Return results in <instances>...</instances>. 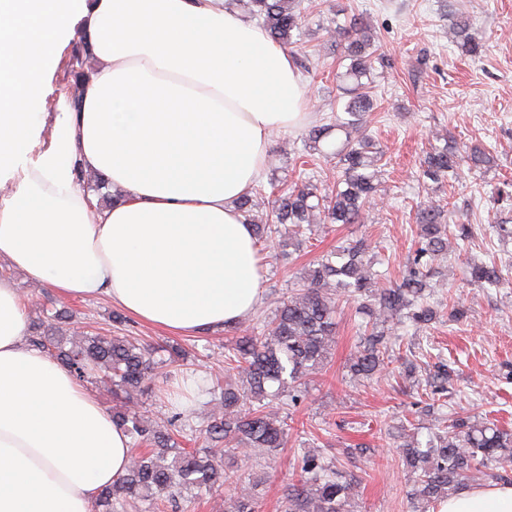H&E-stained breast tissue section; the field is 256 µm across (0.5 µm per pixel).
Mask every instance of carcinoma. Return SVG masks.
<instances>
[{
	"instance_id": "carcinoma-1",
	"label": "carcinoma",
	"mask_w": 512,
	"mask_h": 512,
	"mask_svg": "<svg viewBox=\"0 0 512 512\" xmlns=\"http://www.w3.org/2000/svg\"><path fill=\"white\" fill-rule=\"evenodd\" d=\"M250 14L260 21L270 37L284 47L302 40L307 14L301 0H249ZM336 46L349 64L337 75L348 100L343 114L328 124L313 125L306 139L313 150L324 153L321 143L331 135L336 145V190L320 193L313 180L277 191L271 201L270 219L255 225L256 242L264 243L274 234L301 245L311 231L312 217L319 213L325 224H360L366 208L379 191L384 150L366 133V123L374 104L375 62L384 61L379 39L371 26L358 15L336 27ZM452 42L464 57L477 59L484 45L471 32L468 19L452 23ZM89 48L75 52L71 65L73 84L68 101L78 107L86 72L83 57ZM494 156L480 144L461 150L450 146L423 151L419 177L440 187L458 174L462 166L488 171ZM490 203L495 211L493 231L512 238V180L495 188ZM419 229L418 248L402 279L389 287H378L368 275L370 245L363 238L352 239L323 255L305 270L301 284L280 302L270 317H257L249 334L231 338L225 345L224 377L200 387V392L218 395L224 415L210 420L192 438L184 435L187 409L179 403L180 393L171 397L166 424H150L129 406L112 413L115 423L131 438V459L125 475L105 489L95 512H128L137 500L149 502L151 509L163 503L178 507L184 494L206 491L217 483L236 484L240 452L264 459L288 443V417L271 410L274 402L297 404L302 385L322 369L330 357L336 336V315L342 304L358 303L362 321L360 341L349 363L355 379H370L385 367L389 350L388 318L416 328L432 324L438 311L426 296L427 278L435 262L448 251V237L467 239L472 224L459 218L449 222V213L438 204L416 206ZM470 281L480 287L504 283L502 270L492 264L466 258ZM72 314L57 309L48 321L35 327L30 342L50 359L81 379L90 367L102 373V382L112 394L131 398L143 393L147 380L166 382L170 367L186 359L179 347L165 349L168 357L155 359L157 350L128 336L86 334L73 342L64 326ZM450 370L441 363L428 380V400L448 391ZM403 457L412 477L410 500L416 512L448 496L469 474L494 462L512 463V431L485 418L470 422L462 418L442 419L439 431L426 448L403 445ZM363 477L334 468L317 454L302 456L295 483L283 493L284 512H354ZM230 512H259V503L247 487L230 500Z\"/></svg>"
}]
</instances>
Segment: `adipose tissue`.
Segmentation results:
<instances>
[{
    "label": "adipose tissue",
    "instance_id": "obj_1",
    "mask_svg": "<svg viewBox=\"0 0 512 512\" xmlns=\"http://www.w3.org/2000/svg\"><path fill=\"white\" fill-rule=\"evenodd\" d=\"M95 63L82 108L41 106L68 44ZM292 56L224 0H0V264L61 298L104 299L173 334L235 325L262 268L238 207L269 134L306 123ZM103 175L100 206L78 181ZM0 275V512H92L129 464L93 394L28 342ZM437 512H512V483Z\"/></svg>",
    "mask_w": 512,
    "mask_h": 512
}]
</instances>
